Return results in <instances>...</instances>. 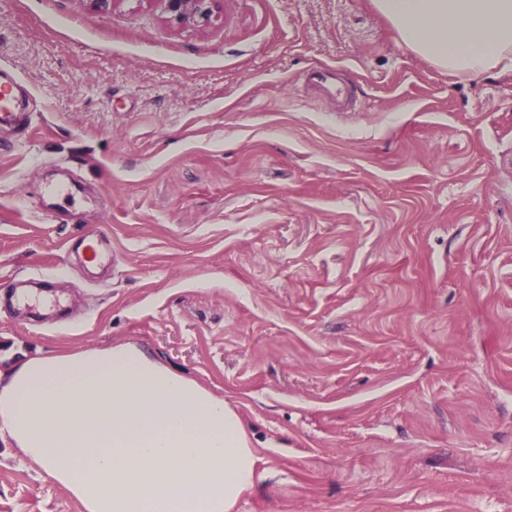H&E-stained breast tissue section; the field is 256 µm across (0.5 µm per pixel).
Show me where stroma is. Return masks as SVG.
Masks as SVG:
<instances>
[{"label":"stroma","mask_w":512,"mask_h":512,"mask_svg":"<svg viewBox=\"0 0 512 512\" xmlns=\"http://www.w3.org/2000/svg\"><path fill=\"white\" fill-rule=\"evenodd\" d=\"M343 68L356 102L303 83ZM0 352L132 341L224 397L259 458L235 512H512V71L448 77L371 0H0ZM78 184L75 206L56 186ZM106 230L88 282L67 241ZM0 512H81L0 440ZM168 15L170 21L207 27L213 18V6L219 0H151ZM27 106V95L15 76L0 69V127H18Z\"/></svg>","instance_id":"1"}]
</instances>
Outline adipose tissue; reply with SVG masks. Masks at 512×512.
<instances>
[{"label":"adipose tissue","mask_w":512,"mask_h":512,"mask_svg":"<svg viewBox=\"0 0 512 512\" xmlns=\"http://www.w3.org/2000/svg\"><path fill=\"white\" fill-rule=\"evenodd\" d=\"M452 76L512 70V0H371ZM82 512H233L257 456L223 397L132 342L24 356L0 371V439Z\"/></svg>","instance_id":"1"}]
</instances>
